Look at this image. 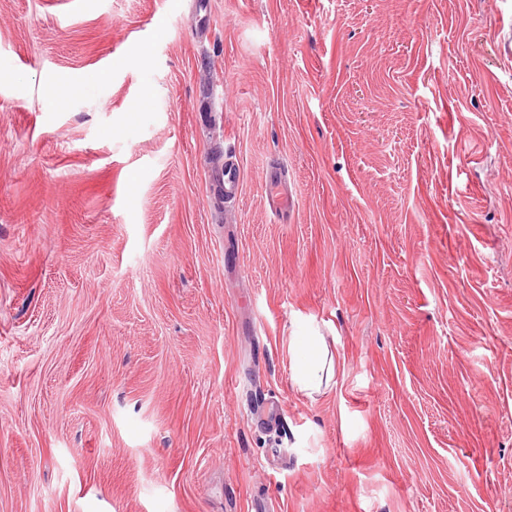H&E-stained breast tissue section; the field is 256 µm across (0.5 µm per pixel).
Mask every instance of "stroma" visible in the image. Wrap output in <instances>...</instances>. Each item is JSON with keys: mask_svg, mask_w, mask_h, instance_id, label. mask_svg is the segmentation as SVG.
Listing matches in <instances>:
<instances>
[{"mask_svg": "<svg viewBox=\"0 0 512 512\" xmlns=\"http://www.w3.org/2000/svg\"><path fill=\"white\" fill-rule=\"evenodd\" d=\"M504 24L0 0V512H512ZM290 351L292 380L301 390L311 394L319 392L323 385L329 386L334 365L332 359L326 365L328 351L323 336H291Z\"/></svg>", "mask_w": 512, "mask_h": 512, "instance_id": "35a3bbf8", "label": "stroma"}]
</instances>
